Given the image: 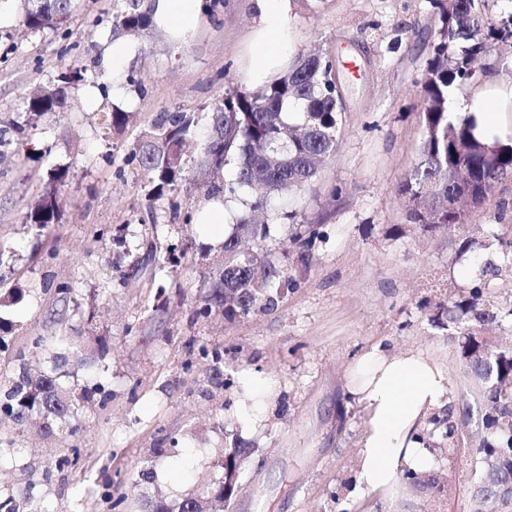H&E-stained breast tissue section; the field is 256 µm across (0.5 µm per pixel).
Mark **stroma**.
Masks as SVG:
<instances>
[{
	"instance_id": "stroma-1",
	"label": "stroma",
	"mask_w": 512,
	"mask_h": 512,
	"mask_svg": "<svg viewBox=\"0 0 512 512\" xmlns=\"http://www.w3.org/2000/svg\"><path fill=\"white\" fill-rule=\"evenodd\" d=\"M24 10L13 0L0 23V246L11 255L0 266V379L25 366L81 400L71 434L35 418L0 424V512H24L31 482L44 512H114L136 484L172 507L212 486L238 441L249 453L230 507L215 512H468L471 458L428 422L440 490L355 489L367 409L349 370L361 355L422 350L461 405L455 329L428 311L476 287L500 311L492 335L512 345V255L497 241L512 225V175L449 231L410 224L397 194L420 158L421 82L440 26L429 0H292L294 55L334 60L346 110L335 154L271 204L266 246L294 287L235 321L195 318L220 246L176 219L170 200L148 202L149 175L124 158L158 113L203 120L226 89L255 90L252 0H220L184 45L158 30L134 39L126 69L141 89L122 103L105 95L112 74L98 59L112 0H74L66 40L26 30ZM72 67L87 72L71 92L78 111L25 112L27 94ZM115 102L135 115L119 132L102 124ZM57 168L59 216L37 235L26 214ZM309 229L318 236L304 265L295 236ZM467 237L479 248L462 251ZM168 248L173 263L152 275L153 250ZM245 375L273 384L247 430L235 422Z\"/></svg>"
}]
</instances>
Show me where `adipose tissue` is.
I'll use <instances>...</instances> for the list:
<instances>
[{"label":"adipose tissue","mask_w":512,"mask_h":512,"mask_svg":"<svg viewBox=\"0 0 512 512\" xmlns=\"http://www.w3.org/2000/svg\"><path fill=\"white\" fill-rule=\"evenodd\" d=\"M257 9L252 80L276 75L293 51L290 0H255ZM150 15L172 42L193 35L202 20L201 0H150ZM449 108L471 114L483 142L506 141L512 114V86L482 88L471 96L452 93ZM351 393L367 406V424L359 444L357 480L367 492L393 493L406 471L433 469L435 459L416 429L430 411L450 402L448 379L441 366L420 350L388 353L376 348L361 356L351 373Z\"/></svg>","instance_id":"1"}]
</instances>
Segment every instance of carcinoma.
Here are the masks:
<instances>
[{
	"label": "carcinoma",
	"instance_id": "cac0c4a2",
	"mask_svg": "<svg viewBox=\"0 0 512 512\" xmlns=\"http://www.w3.org/2000/svg\"><path fill=\"white\" fill-rule=\"evenodd\" d=\"M431 2L440 27L430 45L421 85V160L398 188L407 220L425 231L465 223L469 209L481 206L493 184L512 174V143L498 142L491 149L474 135L470 116L448 109L450 91L476 79L475 64L490 44L512 47V12L492 19L482 10L486 0ZM71 11L72 0H27L23 25L34 32H57ZM152 27L140 0H112L113 35L135 38ZM83 81L81 69L61 72L55 87L28 95L26 111L31 115L73 111L69 92ZM344 111L335 62L315 54L255 91H225L208 111V132L192 172L185 168L183 150L197 138L193 114L161 112L144 129L125 162L153 175L151 201L187 180H201L211 194L226 198L260 186L249 214L238 218L224 236V266L213 273L199 313L219 309L227 320L245 318L274 307L281 291L292 287L293 279L262 247L271 236L270 224L256 223L253 213L264 211L271 198L316 177L335 151ZM103 117L104 124L117 131L133 120L132 113L117 106ZM230 164L235 172L226 179L223 171ZM64 176L63 171L53 173L26 216L40 232L58 218L56 185ZM452 197L460 202L450 210ZM445 317L460 328L457 356L466 404L457 414L450 408L444 417H433L432 423L446 426L445 438L452 446L469 449L472 485L482 484L491 473L500 478L501 491L470 496L469 512H512V347H503L485 334V326L497 322L499 314L479 288L453 310H437L431 321L441 324ZM77 410L76 399L64 393L55 378L45 374L33 378L24 370L0 397V413L18 423L29 415L41 416L49 433L55 425L65 427Z\"/></svg>",
	"mask_w": 512,
	"mask_h": 512
}]
</instances>
